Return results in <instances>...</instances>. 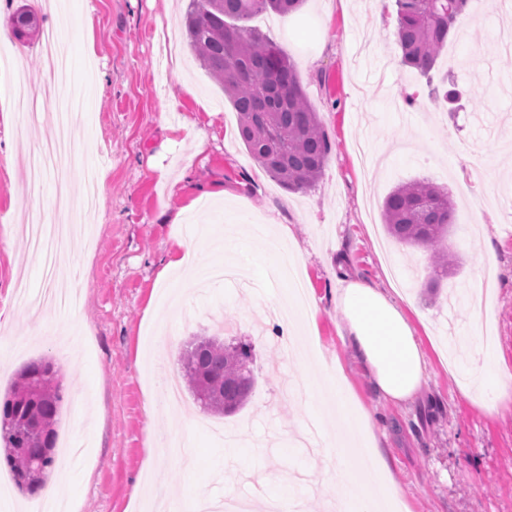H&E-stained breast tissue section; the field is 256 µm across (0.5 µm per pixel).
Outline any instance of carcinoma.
<instances>
[{"label": "carcinoma", "instance_id": "1", "mask_svg": "<svg viewBox=\"0 0 512 512\" xmlns=\"http://www.w3.org/2000/svg\"><path fill=\"white\" fill-rule=\"evenodd\" d=\"M470 0H395L401 63L427 79L429 93L439 92L431 75L450 32ZM304 0H190L185 13L189 47L237 112L238 138L248 154L284 189L304 192L322 176L328 143L318 113L308 102L294 67L282 49L242 25L273 11L289 15ZM36 13L22 10L4 23L20 38ZM448 189L414 180L384 199L382 220L397 243L435 254L434 280L455 266L448 242L454 224ZM182 376L201 407L217 416L242 408L254 378L248 352L217 337L196 339L181 356ZM61 371L49 358L28 363L0 404V442L4 462L17 487L35 494L55 464L56 423L63 400Z\"/></svg>", "mask_w": 512, "mask_h": 512}]
</instances>
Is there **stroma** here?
<instances>
[{"instance_id":"stroma-1","label":"stroma","mask_w":512,"mask_h":512,"mask_svg":"<svg viewBox=\"0 0 512 512\" xmlns=\"http://www.w3.org/2000/svg\"><path fill=\"white\" fill-rule=\"evenodd\" d=\"M189 0H44L47 24L56 26L77 84L91 86L72 128L75 174L71 201L81 206L85 176L103 177L84 220L73 231L92 235V246L53 250V287L80 279V299L66 317L81 331L79 362L50 336L22 343L27 332L57 319L53 309L30 315L17 308L11 282L26 277L32 289L41 273H24L22 230L32 212H51V183L29 190L30 153L50 131L30 126L14 135L11 96L0 97V398L32 359L50 357L62 368L64 399L58 424L66 426L87 389L96 398L86 412L92 424L83 452L89 470L72 491L76 512H140L135 491H149L153 473L187 495H224L225 477L237 482L252 512H265L266 497L304 496L306 512H324L325 499H342L335 484L322 485L320 456L289 447L311 413L301 396H280L282 380L306 385L321 367L341 366L355 398L375 416L374 432L386 476L404 512H512V402L494 415L478 405L481 385L452 377L448 359L467 360L473 345L453 344L448 327L469 335L472 303L463 297L430 299L432 267L425 252L391 245L382 225L384 197L396 186L427 179L454 191L456 225L450 237L457 267L444 291L482 286L483 331L495 357L512 369V51L499 33L507 26L505 0H471L433 70L453 76L463 90L454 104L403 96L426 79L401 66L394 0H305L288 16L261 13L246 22L276 43L293 64L329 145L323 175L307 193L281 187L247 153L236 135V114L195 59L182 29ZM39 36L21 39L17 76L43 99L46 72ZM174 126L209 128L199 142L169 141ZM181 174L169 191L160 169ZM182 221L170 223L169 215ZM275 215L290 225L301 249L300 269L320 311L311 329L318 363L305 366L277 344L279 323L265 301L284 281L243 278L199 287L179 274L163 275L171 243L191 245L207 266L220 251L200 246L227 224L261 223ZM493 250L498 268L483 266ZM345 277L399 288L413 303L431 376L421 399L395 406L379 397L338 334L342 314L331 296ZM234 323L226 341L252 347L256 377L249 402L237 414L195 427L203 411L192 393L169 404L164 376L179 370L180 354L197 337ZM169 337L160 354L150 344L158 331ZM235 429L244 442L228 456L214 427ZM190 437L191 465L161 446L166 428Z\"/></svg>"}]
</instances>
